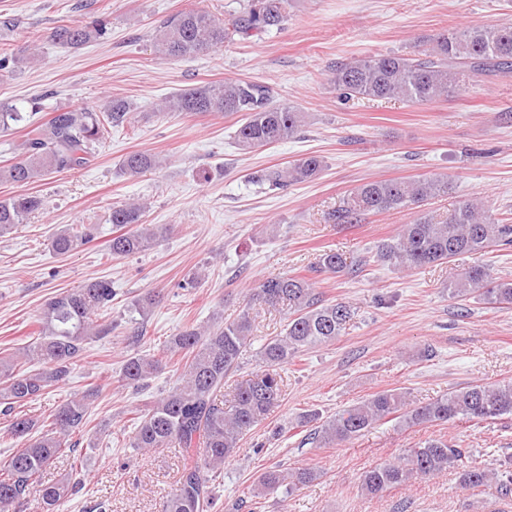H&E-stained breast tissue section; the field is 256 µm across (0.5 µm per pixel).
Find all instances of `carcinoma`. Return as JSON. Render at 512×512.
<instances>
[{"instance_id":"obj_1","label":"carcinoma","mask_w":512,"mask_h":512,"mask_svg":"<svg viewBox=\"0 0 512 512\" xmlns=\"http://www.w3.org/2000/svg\"><path fill=\"white\" fill-rule=\"evenodd\" d=\"M291 0H248L246 7L227 19L206 10L179 12L161 22L153 35L159 51L169 59L205 56L235 38L247 39L281 27L288 19ZM108 22L97 18L88 26L62 23L52 39L61 45L79 46L107 33ZM23 51L0 56V72L27 62ZM512 74V24L448 29L428 40L427 47L412 54L389 52L352 58L336 64L330 85L338 98L371 101L396 100L413 105L433 103L449 93L466 89L470 76L487 78ZM41 102H0V132L18 129L24 138L12 144L13 161L0 168V180L27 186L52 172L76 170L88 164L105 139L108 127L127 121L129 103L113 98L100 111L57 108L44 121L34 120ZM163 112L184 114L242 112L245 122L235 132L238 148L251 153L296 137L305 125V113L290 104H273L271 89L248 80L209 83L164 98ZM159 166L156 154L130 152L119 164L123 176L134 178ZM325 168L322 156L309 154L293 163L255 172L252 182L270 190H284L316 178ZM452 190L448 177L371 179L347 194L326 213L330 224H359L369 214L403 209L416 210L412 222L376 246L378 261L404 270H419L464 253L512 247V223L485 214L480 201L464 200L448 214L437 217L421 209L425 202L445 197ZM38 195L23 193L0 199V232L25 222L40 210ZM144 206L126 203L112 207L116 234L109 254H138L163 238V224L142 223ZM91 243L84 224L56 233L51 250L66 255ZM315 273L346 272L341 255L323 251L312 267ZM453 298H474L492 308L512 307V279L494 276L483 268L462 270L448 283ZM112 282L94 279L79 288L52 297L43 309L36 336L23 347L22 357L0 362V405L7 417V431L18 448L0 463V508L24 512L36 499L41 512H57L60 504L81 487L82 472L70 464L69 473L57 482H46L43 473L62 457L70 435L89 422L92 397L84 395L58 407L47 419V429L17 409L40 397L52 384L64 380L74 360L91 336L105 333L99 315L112 307ZM251 300L268 307L284 306L288 321L283 332L265 339L258 356L261 372L237 385L230 402L224 385L239 371L241 356L251 344L252 319L245 311L214 329L189 328L166 342V352L185 359L180 385L153 401L135 418L133 447L180 449L182 466L176 488L164 502V512H212L213 484L224 463L239 448L243 436L267 418L283 393L280 369L300 352L335 340L354 316L345 301L328 302L305 275L267 277L252 289ZM41 363V371L27 369ZM163 368V358L134 352L124 361L120 381L139 385ZM512 416V381L498 385L470 384L425 403L409 392L382 390L320 421L309 411L299 425L310 428L309 439L321 447L341 445L365 431L396 420L407 427H437L457 420L482 422ZM466 451L443 436L431 437L406 457L365 471L361 490L376 497L413 480H431L453 469L459 486L470 489L491 481L498 484L504 504H512V456L499 467L487 469L463 462ZM317 478L311 468L288 469L280 465L263 472L257 481L262 494L280 488L293 492Z\"/></svg>"}]
</instances>
